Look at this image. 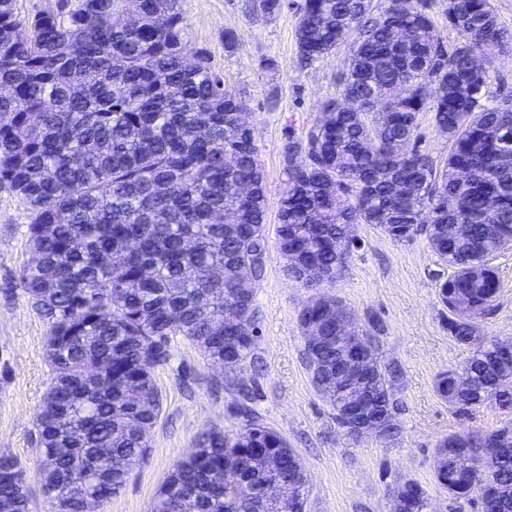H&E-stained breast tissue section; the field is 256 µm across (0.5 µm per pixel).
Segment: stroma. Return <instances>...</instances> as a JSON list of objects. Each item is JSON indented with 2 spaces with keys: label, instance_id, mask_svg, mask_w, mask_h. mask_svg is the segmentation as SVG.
<instances>
[{
  "label": "stroma",
  "instance_id": "obj_1",
  "mask_svg": "<svg viewBox=\"0 0 512 512\" xmlns=\"http://www.w3.org/2000/svg\"><path fill=\"white\" fill-rule=\"evenodd\" d=\"M251 2L180 0L192 46L206 52L246 103L265 174L268 249L265 273L255 286L260 369L251 406L299 454L308 476L304 512H389L391 492L408 479L426 491L428 512H454L447 491L434 481L438 443L467 428L493 432L512 415L490 401L461 415L436 393L437 375L463 366L472 352L448 331V313L435 288L443 266L424 237L398 242L362 224L358 249L324 290L345 305L360 330L373 333L384 361L401 366L397 396L402 431L386 443L337 426L304 355L298 314L311 291L288 277L276 228L285 181L282 146L289 134L302 133L319 119L323 102L337 95L348 53L342 47L303 64L296 45L298 0H287L270 18L254 13ZM228 30L236 35L230 47L224 42ZM28 223L26 204L0 187V453L24 465L30 512H52L34 452V422L50 382L48 326L16 287L29 258ZM492 264L499 291L492 313L479 318L478 330L512 342V249L499 253ZM375 320L381 325L377 333L371 327ZM153 376L163 408L149 436V454L103 512H149L173 464L194 450L202 433L244 424L234 409V376L188 342L174 340L169 360L155 367Z\"/></svg>",
  "mask_w": 512,
  "mask_h": 512
}]
</instances>
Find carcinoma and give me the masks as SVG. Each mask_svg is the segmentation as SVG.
Returning a JSON list of instances; mask_svg holds the SVG:
<instances>
[{
  "label": "carcinoma",
  "instance_id": "cac0c4a2",
  "mask_svg": "<svg viewBox=\"0 0 512 512\" xmlns=\"http://www.w3.org/2000/svg\"><path fill=\"white\" fill-rule=\"evenodd\" d=\"M283 0H254L274 16ZM447 48L424 0H301L300 57L349 45L320 120L290 135L277 244L293 280L329 283L371 224L395 241L422 235L447 274L435 288L448 331L475 347L436 392L468 414L492 381L512 383V350L478 334L499 278L491 260L512 246V99L491 101L490 68L474 62L512 35L491 0H448ZM0 186L30 211L32 261L18 285L49 325L51 382L35 420L41 487L54 512H87L119 493L144 462L162 408L152 369L177 336L212 362L247 371L259 338L254 284L267 253L264 172L244 101L206 54L192 50L180 0H69L31 17L0 0ZM422 112L448 138L439 163L408 148ZM304 162L297 163V157ZM352 320L326 293L299 314L323 337L308 364L367 349L391 441L400 433V367L381 363L373 340L336 335ZM345 386L321 381L336 419ZM251 415L253 388L236 383ZM499 443L477 474L475 448ZM435 482L459 504L512 512V423L442 439ZM302 460L280 432L254 420L210 431L176 462L151 512H302ZM0 512H29L20 461L0 454Z\"/></svg>",
  "mask_w": 512,
  "mask_h": 512
}]
</instances>
